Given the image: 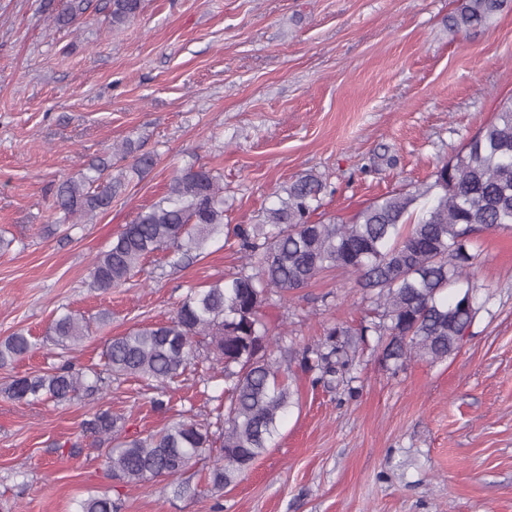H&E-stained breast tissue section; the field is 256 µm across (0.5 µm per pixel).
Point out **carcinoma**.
<instances>
[{
    "label": "carcinoma",
    "instance_id": "1",
    "mask_svg": "<svg viewBox=\"0 0 512 512\" xmlns=\"http://www.w3.org/2000/svg\"><path fill=\"white\" fill-rule=\"evenodd\" d=\"M449 17L461 31L486 25L508 0H459ZM88 0H47V18L70 26ZM141 0H111L112 27L136 18ZM124 180L90 165L63 180L55 208L72 223L107 210ZM327 184L307 173L291 182L287 197L263 213L262 222L233 229L245 263L238 272L206 288H192L166 323L114 336L102 353L103 369L84 372L66 363L43 374L12 379L0 392L15 401L65 403L79 394H103L109 380L137 377L165 384L181 376L205 344L224 377L229 405L211 426L175 421L146 435H123L122 416L100 403L82 424L84 433L108 445L103 465L125 483L157 477L177 479L193 464L208 462L205 481L219 492L235 484L272 446L281 416L293 404L288 369L295 359L314 381L346 380L358 344L378 336L380 360L401 367L412 359L439 362L456 354L475 321L470 286L474 255L468 246L484 229L512 228V100L503 103L465 148L436 167L433 181L413 191L384 196L348 223L311 220ZM224 230V183L212 171L190 167L175 175L159 201L137 213L112 244L94 259L89 288L105 292L125 283L148 258L163 253L180 265L208 238ZM341 270L370 295L373 318L358 332L333 325L317 343L299 351L269 332L262 310L270 302ZM467 284L448 296L447 290ZM91 332L72 311L59 314L50 335L68 347ZM23 332L0 342V367L30 353ZM77 512H121L107 494L79 502Z\"/></svg>",
    "mask_w": 512,
    "mask_h": 512
}]
</instances>
